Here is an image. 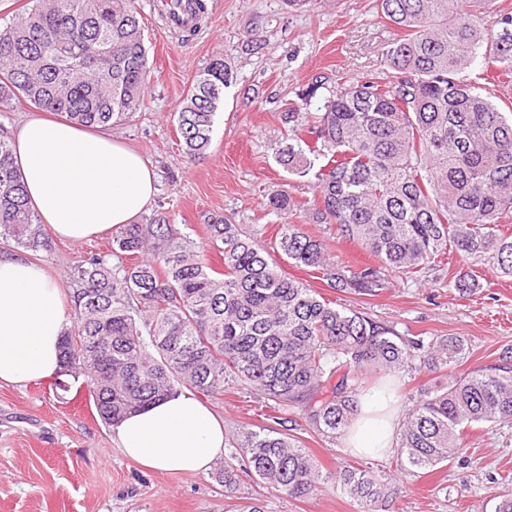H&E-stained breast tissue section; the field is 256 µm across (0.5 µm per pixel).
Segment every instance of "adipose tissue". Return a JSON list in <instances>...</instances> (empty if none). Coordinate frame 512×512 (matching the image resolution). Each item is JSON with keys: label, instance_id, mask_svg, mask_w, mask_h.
I'll return each instance as SVG.
<instances>
[{"label": "adipose tissue", "instance_id": "adipose-tissue-1", "mask_svg": "<svg viewBox=\"0 0 512 512\" xmlns=\"http://www.w3.org/2000/svg\"><path fill=\"white\" fill-rule=\"evenodd\" d=\"M11 144L28 202L56 237L80 242L131 223L156 195L151 166L109 134L38 115L21 123ZM70 320L63 289L43 268L0 257V382L55 375ZM359 406L348 448L386 452L396 425L392 396L376 389ZM113 432L122 453L140 466L178 474L207 472L226 448L223 420L188 393L129 414Z\"/></svg>", "mask_w": 512, "mask_h": 512}]
</instances>
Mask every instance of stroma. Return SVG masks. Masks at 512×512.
<instances>
[{"label":"stroma","mask_w":512,"mask_h":512,"mask_svg":"<svg viewBox=\"0 0 512 512\" xmlns=\"http://www.w3.org/2000/svg\"><path fill=\"white\" fill-rule=\"evenodd\" d=\"M149 47L146 94L140 110L109 127L108 133L135 149L154 169L158 192L151 209L167 212L171 223L187 226L208 264L221 268L208 244L211 217L228 216L246 228L265 226L261 245L273 241L279 225L299 221L324 238L340 262L354 268L376 264L356 242L338 238L335 225L317 224L311 214H275L267 198L287 190L294 200L313 202L306 178L288 175L276 162L285 103L300 100L315 79L322 95L342 83L381 75V49L398 34L378 14L377 0H306L297 9L284 0H209L196 35L171 30L152 9L135 0ZM223 56L232 74L224 106L206 154L188 161L176 133L180 111L195 73ZM32 251L0 244V256L21 255L40 265L63 290L71 271L91 254L109 251L105 233L70 242L45 233ZM282 271L337 307L364 313L403 336L465 337L468 359L452 367L460 375L498 366L512 348V277L500 276L489 261L475 264L478 286H455L456 255L429 267L413 281H395L379 295L361 296L330 288L314 268L285 262ZM28 384L0 383V512H224V489L212 473L170 475L147 470L125 457L112 428L97 417L82 379L64 377ZM210 408L224 421L227 436L265 426L270 409L254 391L227 388ZM302 448L330 473L313 495L286 494L245 482L238 496L259 499L265 512H359L333 475L343 466L369 464L386 474L391 453H353L344 438L328 439L300 422ZM456 458L423 477L393 480L389 512H494L500 495L512 491V421L475 426Z\"/></svg>","instance_id":"stroma-1"}]
</instances>
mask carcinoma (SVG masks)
I'll use <instances>...</instances> for the list:
<instances>
[{
  "instance_id": "cac0c4a2",
  "label": "carcinoma",
  "mask_w": 512,
  "mask_h": 512,
  "mask_svg": "<svg viewBox=\"0 0 512 512\" xmlns=\"http://www.w3.org/2000/svg\"><path fill=\"white\" fill-rule=\"evenodd\" d=\"M401 30L382 52L388 73L357 80L299 116L323 83L281 113L276 161L310 177L315 218L336 225L378 265L347 269L330 245L300 224L275 237L282 257L322 273L331 287L375 296L392 278L413 280L454 251L467 265L489 257L512 276V115L480 92L468 71L478 58L512 75V16L492 31L475 23L470 0H378ZM148 49L134 0H33L0 26V106L24 100L83 127L110 126L140 109ZM231 73L224 57L197 72L174 119L189 160L206 154ZM273 212L296 204L282 190ZM224 269L162 213L112 229L111 250L73 269V322L62 334L60 371L78 373L98 416L120 421L184 389L218 398L245 385L283 414L280 428H244L216 481L232 491L247 476L292 498L328 481L297 445L294 415L327 438L359 414L363 376L415 365L441 371L464 361L462 336L405 338L302 283L227 217L206 225ZM0 237L43 246L10 138L0 134ZM117 258L113 264L109 257ZM512 420V356L496 368L448 376L423 392L400 423L394 471L424 474L464 447L466 429ZM344 493L360 512H383L390 482L370 467L344 466Z\"/></svg>"
}]
</instances>
